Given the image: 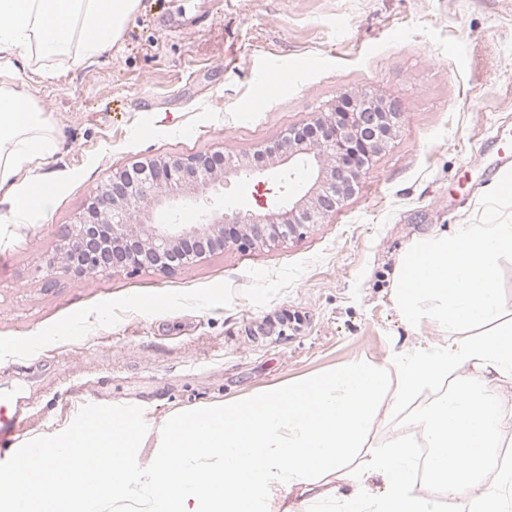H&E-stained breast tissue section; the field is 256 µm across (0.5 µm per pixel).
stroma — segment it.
Here are the masks:
<instances>
[{
  "label": "stroma",
  "instance_id": "35a3bbf8",
  "mask_svg": "<svg viewBox=\"0 0 512 512\" xmlns=\"http://www.w3.org/2000/svg\"><path fill=\"white\" fill-rule=\"evenodd\" d=\"M12 64L59 140L34 169L53 186L45 210L14 216L0 194V383L30 391L20 447L82 425L81 400L137 406L151 437L132 451L135 485L159 457L154 433L183 410L475 335L407 324L392 274L424 236L512 224V199L493 196L506 169L485 142L494 131L512 151V0H141L112 47L55 78L23 54ZM351 90L397 102L401 128L302 235L170 274L50 270L113 171L145 156H252ZM288 184L276 170L238 177L224 199L252 208Z\"/></svg>",
  "mask_w": 512,
  "mask_h": 512
}]
</instances>
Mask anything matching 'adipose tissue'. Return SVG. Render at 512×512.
<instances>
[{"label":"adipose tissue","mask_w":512,"mask_h":512,"mask_svg":"<svg viewBox=\"0 0 512 512\" xmlns=\"http://www.w3.org/2000/svg\"><path fill=\"white\" fill-rule=\"evenodd\" d=\"M140 0H0V55L23 52L54 65L96 56L115 43ZM58 140L22 78L0 84V192L23 211L42 210L51 191L22 171L52 155ZM512 256V224H466L434 234L400 262L392 296L408 322L428 317L448 331L467 323L488 332L455 347L427 343L383 364L362 360L221 405L182 412L159 434L161 458L143 482L146 512H288L287 493L331 496L326 476L346 473L357 492L342 512H437L457 499L468 512H512V469L498 488L479 476L501 447L497 388L512 383V321L498 301L497 266ZM413 410L422 434L401 436L347 470L378 422ZM144 412L113 410L108 424L40 440L44 471L16 469L0 480V512H102L130 493V451L144 444ZM431 451L428 489L413 481L415 449ZM380 486H371V478Z\"/></svg>","instance_id":"1"}]
</instances>
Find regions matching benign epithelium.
Wrapping results in <instances>:
<instances>
[{"label":"benign epithelium","instance_id":"benign-epithelium-1","mask_svg":"<svg viewBox=\"0 0 512 512\" xmlns=\"http://www.w3.org/2000/svg\"><path fill=\"white\" fill-rule=\"evenodd\" d=\"M351 111L336 106L315 113L304 127H292L277 141L260 146L250 161L226 157L221 166L206 154L149 158L134 163L148 170L133 177L129 169L90 196L50 262L75 276L152 269L170 273L229 244L283 242L336 212L353 195L360 173L383 151L400 128L401 113L381 96L344 92ZM284 167L304 180L289 191L284 206L259 210L224 205L207 194L231 177L256 176ZM185 201L204 203L201 222L175 218Z\"/></svg>","mask_w":512,"mask_h":512}]
</instances>
